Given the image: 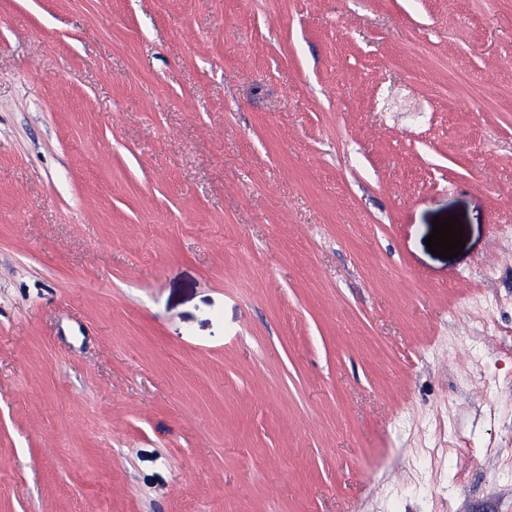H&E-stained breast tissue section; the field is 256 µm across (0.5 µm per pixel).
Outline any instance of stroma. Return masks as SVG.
<instances>
[{"label": "stroma", "mask_w": 512, "mask_h": 512, "mask_svg": "<svg viewBox=\"0 0 512 512\" xmlns=\"http://www.w3.org/2000/svg\"><path fill=\"white\" fill-rule=\"evenodd\" d=\"M0 512H512V0H0Z\"/></svg>", "instance_id": "obj_1"}]
</instances>
